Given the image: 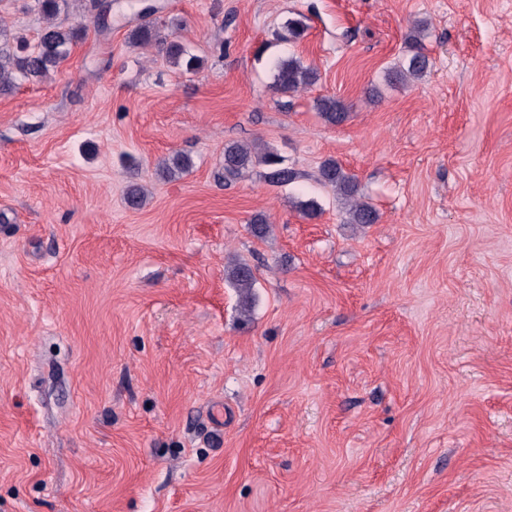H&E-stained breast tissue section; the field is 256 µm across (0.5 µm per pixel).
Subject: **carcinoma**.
Here are the masks:
<instances>
[{"mask_svg": "<svg viewBox=\"0 0 512 512\" xmlns=\"http://www.w3.org/2000/svg\"><path fill=\"white\" fill-rule=\"evenodd\" d=\"M36 3L47 22L35 44H29L20 35H9L7 29L0 28V95L14 92L20 81L39 83L58 72L79 37V28L54 22L62 7L60 0H36ZM128 42L135 47L154 42L161 46L171 63L176 66L183 65L190 72L202 67V61L189 55L180 41L160 35L148 22L131 30ZM428 68L429 59L422 47V30L418 29L409 35L405 57L398 65L390 68L387 78L394 84L406 85L423 77ZM317 80L318 73L314 68L303 65L296 58H289L277 66L275 89L283 94L293 95L314 85ZM317 109L330 124H339L346 116L344 107L333 97L319 99ZM191 167V157L177 152L158 163L157 174L169 180L186 174ZM256 168L264 169L265 180L277 186L289 185L297 178L296 172L284 164L280 155L271 150L241 143L224 147L225 180L238 179ZM318 181L332 188L348 204L344 223H377L378 211L372 204L360 198L356 177L347 172L339 162L334 159L323 161L318 170ZM225 276L233 287L246 296L256 281L252 267L244 262L229 266Z\"/></svg>", "mask_w": 512, "mask_h": 512, "instance_id": "carcinoma-1", "label": "carcinoma"}]
</instances>
